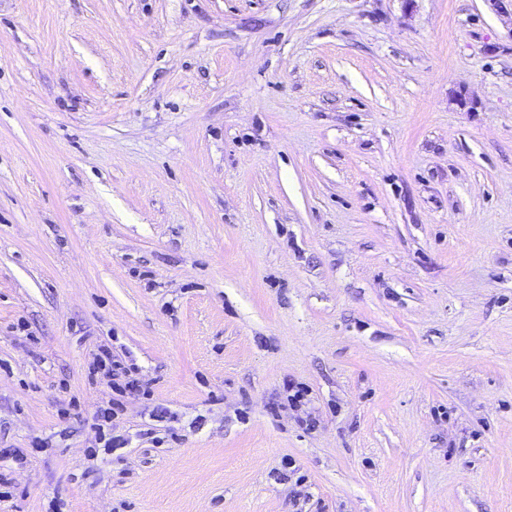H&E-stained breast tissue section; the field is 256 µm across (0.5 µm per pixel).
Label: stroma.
Returning a JSON list of instances; mask_svg holds the SVG:
<instances>
[{
  "mask_svg": "<svg viewBox=\"0 0 512 512\" xmlns=\"http://www.w3.org/2000/svg\"><path fill=\"white\" fill-rule=\"evenodd\" d=\"M0 448V512H512V0H0ZM101 369H107V374L110 377H114V379L124 378L123 385L115 384V390L120 394L126 391H138L142 387L140 381L132 376L129 368L120 361L112 359V351L105 345L99 348L89 367L88 383L90 385H94L97 380V374ZM119 407L118 403H113L112 397L107 401L106 406L100 407L95 413L92 429L95 430L96 441L101 444L103 443L104 448H110L116 450L117 448L126 447V439L120 436H112V420L116 417V413L113 412L114 406Z\"/></svg>",
  "mask_w": 512,
  "mask_h": 512,
  "instance_id": "35a3bbf8",
  "label": "stroma"
}]
</instances>
